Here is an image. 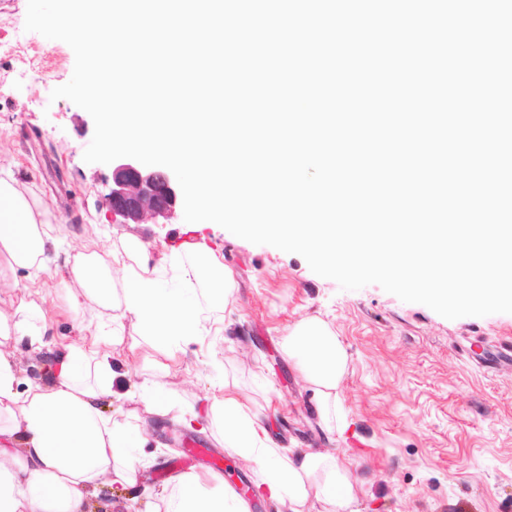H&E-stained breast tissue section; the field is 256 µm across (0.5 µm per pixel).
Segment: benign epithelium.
<instances>
[{
    "label": "benign epithelium",
    "instance_id": "1",
    "mask_svg": "<svg viewBox=\"0 0 512 512\" xmlns=\"http://www.w3.org/2000/svg\"><path fill=\"white\" fill-rule=\"evenodd\" d=\"M114 224H144L173 217L182 203L173 172L123 157L112 162V188L104 197Z\"/></svg>",
    "mask_w": 512,
    "mask_h": 512
}]
</instances>
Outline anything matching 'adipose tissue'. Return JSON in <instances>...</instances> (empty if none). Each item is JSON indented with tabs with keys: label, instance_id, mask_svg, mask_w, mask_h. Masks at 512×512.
Segmentation results:
<instances>
[{
	"label": "adipose tissue",
	"instance_id": "ef3b65f1",
	"mask_svg": "<svg viewBox=\"0 0 512 512\" xmlns=\"http://www.w3.org/2000/svg\"><path fill=\"white\" fill-rule=\"evenodd\" d=\"M62 253L65 294L53 310L18 298L17 272L37 278ZM235 288L232 271L203 244L163 252L135 237L108 249L69 244L43 200L11 167L0 165V512H84L88 496L103 487L136 486L142 463L134 451L151 437L143 425L146 413L217 431L226 448L257 465L269 499L288 512H304L312 496L323 512H355L354 491L369 478L354 470L347 449L285 455L260 408L233 390L212 396L206 411L190 413L162 382L135 383L113 371L124 316L135 319L146 343L172 359L182 342L233 303ZM56 313L99 318L95 337L56 353L49 381L22 382L14 353L21 345L33 352L51 348ZM283 350L310 386L325 431L335 434L348 418L339 395L348 357L335 331L319 317H303ZM120 390L143 413L122 422L105 414L103 401ZM173 486L174 494L163 499L165 512H249L221 474L182 473Z\"/></svg>",
	"mask_w": 512,
	"mask_h": 512
}]
</instances>
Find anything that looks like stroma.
Masks as SVG:
<instances>
[{
	"mask_svg": "<svg viewBox=\"0 0 512 512\" xmlns=\"http://www.w3.org/2000/svg\"><path fill=\"white\" fill-rule=\"evenodd\" d=\"M27 0H0V163L43 198L70 240L118 246L132 236L154 249L204 241L235 275V303L222 313L225 332L202 334L174 360L146 344L125 318L115 371L166 362L158 378L202 411L223 385L245 404H265V425L283 449H349L372 482L358 512H512V314L446 319L401 301L379 285L340 289L298 254L255 245L217 224H115L103 204L111 167L86 163L92 117L68 99H51L72 77L75 55L60 40L27 31ZM29 50L14 53L17 43ZM329 322L348 354L341 396L349 422L327 439L312 394L282 343L304 316ZM155 444L140 484H113L112 512H145L143 487L170 492L161 473L186 441L218 448L211 433L146 416Z\"/></svg>",
	"mask_w": 512,
	"mask_h": 512,
	"instance_id": "35a3bbf8",
	"label": "stroma"
}]
</instances>
